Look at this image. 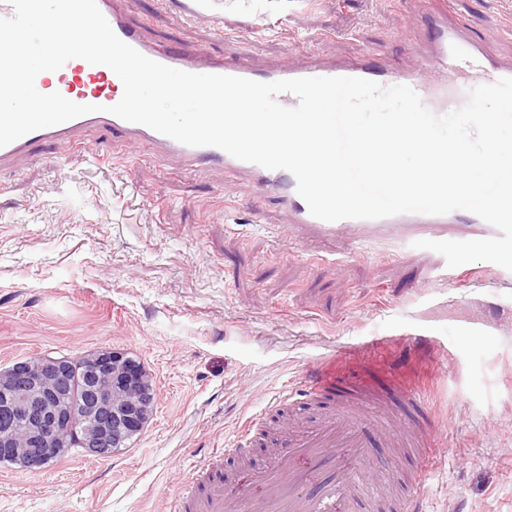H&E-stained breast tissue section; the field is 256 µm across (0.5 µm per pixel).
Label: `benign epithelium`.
Here are the masks:
<instances>
[{"label": "benign epithelium", "mask_w": 512, "mask_h": 512, "mask_svg": "<svg viewBox=\"0 0 512 512\" xmlns=\"http://www.w3.org/2000/svg\"><path fill=\"white\" fill-rule=\"evenodd\" d=\"M80 376L85 424L67 429L59 443L85 448L97 456H109L124 439L141 433L148 418L145 405V370L123 353L112 351L68 362L48 358L15 365L0 372V414L20 421L22 437L0 438V452L29 465L50 463L44 448L48 427L70 422L66 391L72 374Z\"/></svg>", "instance_id": "7a95c632"}]
</instances>
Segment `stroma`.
<instances>
[{
    "mask_svg": "<svg viewBox=\"0 0 512 512\" xmlns=\"http://www.w3.org/2000/svg\"><path fill=\"white\" fill-rule=\"evenodd\" d=\"M223 32L176 21L180 0H126L147 40L228 62L303 65L368 51L392 68L430 49L447 8L512 61V0H223ZM422 336L435 363H410ZM384 339L440 422L419 485L427 512H512V271L448 267L412 239L296 242L279 199L222 167L173 168L102 127L0 167V369L110 350L139 361L156 405L127 448L72 449L53 465L0 466V512H172L189 468L214 463L241 422L316 360Z\"/></svg>",
    "mask_w": 512,
    "mask_h": 512,
    "instance_id": "stroma-1",
    "label": "stroma"
}]
</instances>
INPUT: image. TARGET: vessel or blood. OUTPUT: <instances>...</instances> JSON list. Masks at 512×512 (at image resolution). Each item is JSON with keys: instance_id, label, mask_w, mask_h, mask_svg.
<instances>
[{"instance_id": "1", "label": "vessel or blood", "mask_w": 512, "mask_h": 512, "mask_svg": "<svg viewBox=\"0 0 512 512\" xmlns=\"http://www.w3.org/2000/svg\"><path fill=\"white\" fill-rule=\"evenodd\" d=\"M215 0H184L182 19L208 20L220 25L214 11ZM115 34L144 56L179 70L248 78L259 82L302 77H358L387 86L393 83L413 88L432 112L444 114L464 105L467 95L450 87L456 73L474 70L491 80L512 77V64H502L485 56L479 44L440 14L430 22L432 49L417 56L412 68L386 69L362 55L347 63H336L314 54L302 68L282 67L258 71L245 60L228 63L205 60L181 49L145 40L126 20L122 0H97ZM104 65H92L75 58L67 61L55 79L37 77L36 82L54 88L79 104L97 105V112L52 127L31 132L0 147V166L15 156L29 152L39 142H69L89 125H99L120 133L132 142L159 147L171 161L185 168L217 163L228 172L256 177L260 187L276 195L287 208L289 229L301 238L331 237L348 230L356 240H387L402 235L419 236L426 230L455 223L456 213L426 215L406 213L376 220L342 219L328 222L312 216L296 192V180L286 170H268L238 160L216 147H190L151 128L124 121L107 111L123 95L122 82L113 80ZM321 406L318 418L305 425L290 424L280 447L274 448L265 464L251 472V482L260 495L248 496L236 483L217 484L209 493L200 487L207 469L183 483L174 512H419L420 494L412 478L400 496L383 498L386 485L395 483V471L379 463V453L391 450L400 433L413 434L416 452L410 460L413 474L428 469L435 424L423 403V394L404 376L375 374L361 368L347 373L335 362L321 360L312 366L299 387H291L268 402L258 414L240 426V439L225 449L224 457L246 454L268 418L278 412L293 411L303 405Z\"/></svg>"}]
</instances>
